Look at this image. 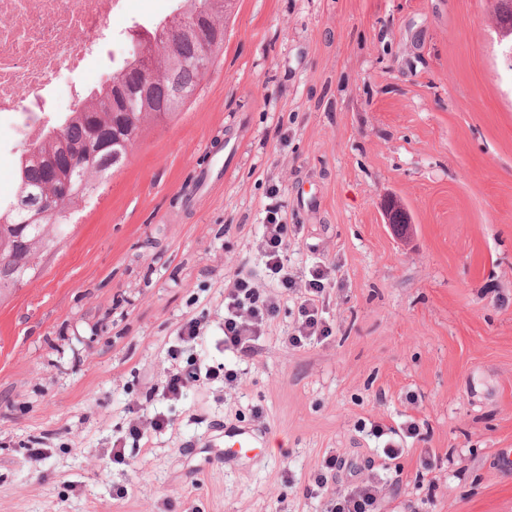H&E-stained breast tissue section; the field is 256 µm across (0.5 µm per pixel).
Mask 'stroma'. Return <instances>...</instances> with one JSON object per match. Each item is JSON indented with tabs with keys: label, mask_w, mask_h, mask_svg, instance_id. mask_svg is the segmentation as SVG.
Masks as SVG:
<instances>
[{
	"label": "stroma",
	"mask_w": 512,
	"mask_h": 512,
	"mask_svg": "<svg viewBox=\"0 0 512 512\" xmlns=\"http://www.w3.org/2000/svg\"><path fill=\"white\" fill-rule=\"evenodd\" d=\"M496 5L235 0L191 101L0 295V512H325L307 486L330 455L371 465L377 512H512V61ZM180 6L121 0L112 36L129 50ZM25 143L22 116H0L1 201ZM273 208L296 227L298 284L328 271L332 334L284 346L288 292L242 360L221 344L225 289L238 271L269 287ZM192 318L203 338L171 360ZM175 363L238 377L165 399ZM157 412L168 427L113 463L133 416ZM229 425L263 448L217 463ZM375 426L402 455L382 457Z\"/></svg>",
	"instance_id": "obj_1"
}]
</instances>
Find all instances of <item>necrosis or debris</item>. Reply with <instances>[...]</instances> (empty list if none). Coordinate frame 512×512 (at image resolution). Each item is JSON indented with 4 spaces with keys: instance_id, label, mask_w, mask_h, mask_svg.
I'll list each match as a JSON object with an SVG mask.
<instances>
[{
    "instance_id": "necrosis-or-debris-1",
    "label": "necrosis or debris",
    "mask_w": 512,
    "mask_h": 512,
    "mask_svg": "<svg viewBox=\"0 0 512 512\" xmlns=\"http://www.w3.org/2000/svg\"><path fill=\"white\" fill-rule=\"evenodd\" d=\"M120 0H0V113L25 117L28 141H36L54 110L52 79L74 74L94 55L112 53L107 23Z\"/></svg>"
}]
</instances>
